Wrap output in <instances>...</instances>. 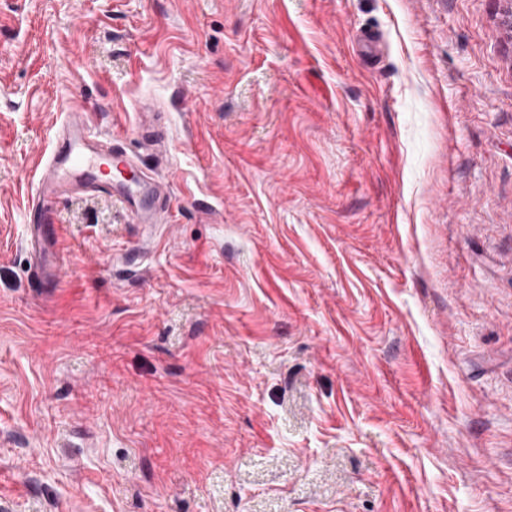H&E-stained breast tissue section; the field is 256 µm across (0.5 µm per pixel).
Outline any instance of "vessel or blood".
<instances>
[{"instance_id": "obj_1", "label": "vessel or blood", "mask_w": 512, "mask_h": 512, "mask_svg": "<svg viewBox=\"0 0 512 512\" xmlns=\"http://www.w3.org/2000/svg\"><path fill=\"white\" fill-rule=\"evenodd\" d=\"M86 112L66 113L55 130L54 145L41 159L38 180L27 214L26 249L35 287H53L59 277L55 250V213L50 199L82 188L91 192L122 191L135 223L162 224L171 207L159 180L141 173L119 142L89 138Z\"/></svg>"}]
</instances>
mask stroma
I'll return each mask as SVG.
<instances>
[{"label": "stroma", "mask_w": 512, "mask_h": 512, "mask_svg": "<svg viewBox=\"0 0 512 512\" xmlns=\"http://www.w3.org/2000/svg\"><path fill=\"white\" fill-rule=\"evenodd\" d=\"M0 512H512V0H0ZM65 114L55 130L51 151L38 164V180L27 214L25 245L35 288H52L59 278L55 212L48 206L51 198L74 188L91 192L120 190L136 224L165 223L171 207L161 182L141 173L121 143L97 141L86 135V112ZM109 168L120 175L126 172L129 177L106 182L103 177Z\"/></svg>", "instance_id": "stroma-1"}]
</instances>
